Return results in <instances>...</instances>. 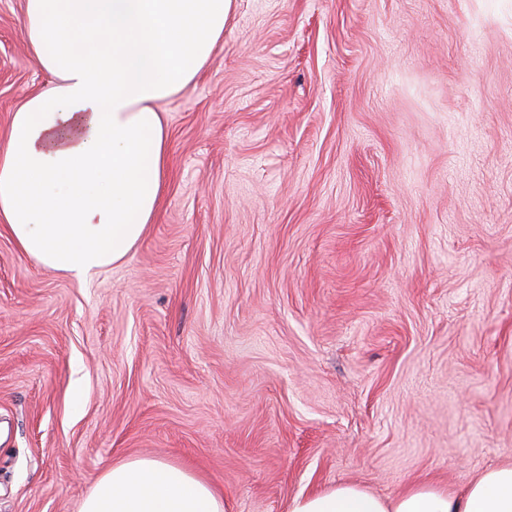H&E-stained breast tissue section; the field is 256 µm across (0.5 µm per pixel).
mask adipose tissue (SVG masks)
I'll use <instances>...</instances> for the list:
<instances>
[{
    "mask_svg": "<svg viewBox=\"0 0 512 512\" xmlns=\"http://www.w3.org/2000/svg\"><path fill=\"white\" fill-rule=\"evenodd\" d=\"M231 0H24L35 66L52 77L0 144V225L42 266L83 278L123 260L160 201L167 132L156 105L224 38ZM212 483L139 457L109 467L81 512H226ZM289 512H512V463L462 492L419 481L393 498L339 483Z\"/></svg>",
    "mask_w": 512,
    "mask_h": 512,
    "instance_id": "1",
    "label": "adipose tissue"
}]
</instances>
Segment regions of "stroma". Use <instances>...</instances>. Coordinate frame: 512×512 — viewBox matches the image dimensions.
<instances>
[{"instance_id":"obj_1","label":"stroma","mask_w":512,"mask_h":512,"mask_svg":"<svg viewBox=\"0 0 512 512\" xmlns=\"http://www.w3.org/2000/svg\"><path fill=\"white\" fill-rule=\"evenodd\" d=\"M0 0V133L49 83ZM169 165L84 278L0 230V512L133 457L232 512L512 461V0H232Z\"/></svg>"}]
</instances>
